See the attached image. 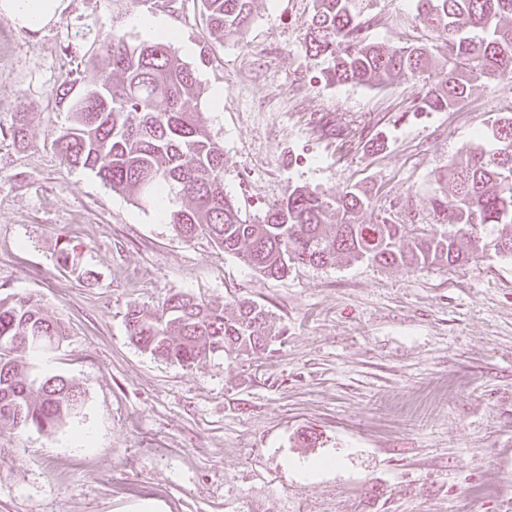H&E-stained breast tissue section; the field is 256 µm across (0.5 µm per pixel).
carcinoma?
<instances>
[{
	"instance_id": "1",
	"label": "carcinoma",
	"mask_w": 512,
	"mask_h": 512,
	"mask_svg": "<svg viewBox=\"0 0 512 512\" xmlns=\"http://www.w3.org/2000/svg\"><path fill=\"white\" fill-rule=\"evenodd\" d=\"M218 43L243 35L253 0H197ZM370 0H315L306 52L328 62L331 85L382 86L428 69L437 52L448 69L420 99L422 112H446L470 83L512 79V0H417V18L437 44L394 46L369 37L377 24ZM82 91L72 94L73 85ZM67 124L52 142L64 161L95 174L139 206H165V221L191 239L206 235L224 253L271 278L296 263L333 265L370 260L420 270L462 267L488 246L512 259V113L494 119L481 143L448 162L428 198L434 223L354 222L370 206L357 187L328 196L288 187L258 222L242 218L224 193V147L199 112L203 89L173 43L136 42L113 32L90 55L78 77L62 82ZM335 214L336 223H327ZM130 340L152 357L192 365L216 353L259 354L273 335L268 311L240 300L232 312L174 293L161 312L134 307L126 314ZM62 320L45 315L30 296L0 298V424L47 432L81 412L84 396L61 375L36 379L25 354L60 344Z\"/></svg>"
}]
</instances>
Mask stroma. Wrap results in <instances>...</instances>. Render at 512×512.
Listing matches in <instances>:
<instances>
[{
	"label": "stroma",
	"mask_w": 512,
	"mask_h": 512,
	"mask_svg": "<svg viewBox=\"0 0 512 512\" xmlns=\"http://www.w3.org/2000/svg\"><path fill=\"white\" fill-rule=\"evenodd\" d=\"M62 5L36 32L0 15V125L28 115L25 142L0 136V297H34L65 321L67 338L27 362L86 404L52 433L0 428V512H512V261L300 264L272 279L207 236H177L50 146L67 122L52 90L79 52L115 25L144 38L113 21L112 0ZM313 6L255 0L243 36L221 45L197 0L149 10L196 70L225 190L256 220L289 186L333 197L357 185L373 201L358 223H430L435 173L512 111V80H474L446 112L414 111L424 74L326 85L304 47ZM373 12L375 40H433L416 0H374ZM64 246L93 281L58 265ZM178 291L263 306L266 351L190 366L140 351L128 309L159 311Z\"/></svg>",
	"instance_id": "1"
}]
</instances>
